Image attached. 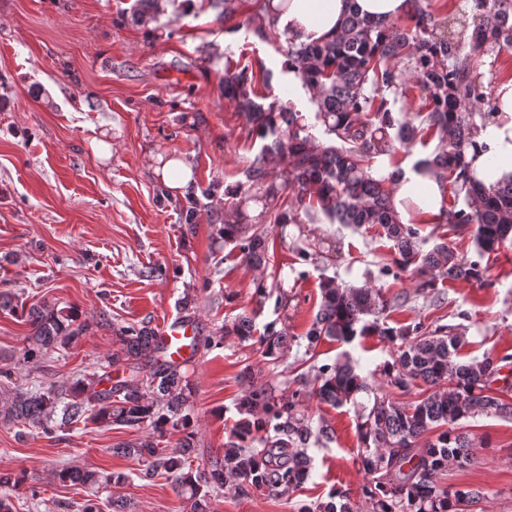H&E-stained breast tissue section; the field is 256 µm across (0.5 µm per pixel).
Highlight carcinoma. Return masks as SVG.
<instances>
[{
  "instance_id": "obj_1",
  "label": "carcinoma",
  "mask_w": 512,
  "mask_h": 512,
  "mask_svg": "<svg viewBox=\"0 0 512 512\" xmlns=\"http://www.w3.org/2000/svg\"><path fill=\"white\" fill-rule=\"evenodd\" d=\"M402 23L360 13L356 0L348 7L336 36L325 42L286 38L285 64L311 93L315 119L328 141L314 142L303 116L275 97L258 102L257 78L248 68L224 74V96L233 99L252 131L263 141L247 167L240 201L224 217V243L239 250L245 265H269L271 230L245 224L243 206L267 205L285 190L295 193V208L282 210L276 226L286 231L322 214L331 223L366 233L377 230L392 242L394 263L411 275L417 290L429 293L440 281L483 279L482 259L512 241V178L485 189L470 169L466 149L479 128L499 113V102L476 74L481 58L494 48L512 46V0H478L480 13L460 11L440 17L432 0H408ZM417 90L416 117L395 111L399 99ZM437 140L435 151L414 169L427 172L442 187H451L453 202L441 218L451 231L472 237L477 259L459 257L446 241L422 249L419 229L401 222L394 204L402 171L373 175L380 157L418 138ZM281 170H275V166ZM464 197L465 207L456 205ZM321 303L304 334L305 354L313 355L324 339L350 344L377 336L390 348V359L375 373L382 385L372 388L370 376L358 372L347 353L332 364H311L291 393L277 394L271 384L255 381L251 366L241 372L247 389L237 405L233 441L210 469L193 466L196 425L190 413L192 389L180 365L167 361L150 323L121 326L120 350L112 363H127L129 374L112 379L109 372L83 375L70 387L19 389L15 371L0 367V422L32 427L53 435L80 420L106 426L147 429L117 451L142 465L138 477L167 475L187 502L189 512H210V492L241 482L256 492L291 501L311 469L310 440L334 439L323 419H314L304 405L312 402L340 408L356 403L362 392L373 393L371 406L358 414L356 462L366 476L361 486L367 512H462L460 503L476 506L490 493L441 482L448 468H466L474 461V443L460 431L461 421L478 415L512 419V354L486 352L482 358L459 361L465 342L456 325L433 329L421 320L389 323V314L408 302V295L389 294L370 281L360 286L320 282ZM257 305L274 300L288 306L282 279L272 285L256 282ZM32 328L23 362L46 356L74 343L87 330L77 314L45 302L22 310ZM228 339L259 344L262 357L277 364L294 337L288 326L272 321L256 334L247 312L224 324L207 345ZM407 397L397 401L393 391ZM171 430L182 432L173 447L164 445ZM64 486L84 493L80 512H102L100 489L129 481L121 472L66 467L55 471ZM25 474L0 472V512H13L10 491ZM293 512H360L347 491L333 489L326 500L297 503Z\"/></svg>"
}]
</instances>
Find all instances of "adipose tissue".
Wrapping results in <instances>:
<instances>
[{
  "mask_svg": "<svg viewBox=\"0 0 512 512\" xmlns=\"http://www.w3.org/2000/svg\"><path fill=\"white\" fill-rule=\"evenodd\" d=\"M279 15L290 32L307 42L332 38L346 9L345 0H287ZM501 108L494 122L479 129L467 149L485 187L512 174V81L497 86ZM396 210L402 222H429L438 219L444 197L440 184L415 171H407L395 193Z\"/></svg>",
  "mask_w": 512,
  "mask_h": 512,
  "instance_id": "obj_1",
  "label": "adipose tissue"
}]
</instances>
